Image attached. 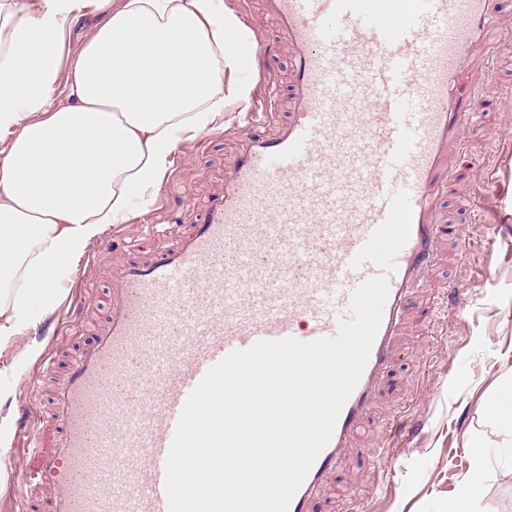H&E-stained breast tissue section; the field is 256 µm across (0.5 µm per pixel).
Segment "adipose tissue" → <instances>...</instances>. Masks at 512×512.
<instances>
[{"label":"adipose tissue","mask_w":512,"mask_h":512,"mask_svg":"<svg viewBox=\"0 0 512 512\" xmlns=\"http://www.w3.org/2000/svg\"><path fill=\"white\" fill-rule=\"evenodd\" d=\"M242 33L224 0H0L1 347L42 324L92 241L131 222V194L153 198L181 138L248 104L251 85L229 78Z\"/></svg>","instance_id":"1"}]
</instances>
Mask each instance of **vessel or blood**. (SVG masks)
I'll return each instance as SVG.
<instances>
[{
  "label": "vessel or blood",
  "instance_id": "vessel-or-blood-1",
  "mask_svg": "<svg viewBox=\"0 0 512 512\" xmlns=\"http://www.w3.org/2000/svg\"><path fill=\"white\" fill-rule=\"evenodd\" d=\"M500 0H259L262 22L237 53L279 52L290 94L265 82L224 169V190L159 256L113 262L103 325L58 390L56 449L28 481L54 512H168L166 460L188 396L207 370L260 340L331 337L352 292L382 275L351 262L405 190L407 243L369 360L289 512H313L364 434L444 226L448 155L474 109L459 77L505 35Z\"/></svg>",
  "mask_w": 512,
  "mask_h": 512
}]
</instances>
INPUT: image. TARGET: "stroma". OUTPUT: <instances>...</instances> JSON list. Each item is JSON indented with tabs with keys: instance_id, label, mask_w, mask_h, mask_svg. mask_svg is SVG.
Segmentation results:
<instances>
[{
	"instance_id": "obj_1",
	"label": "stroma",
	"mask_w": 512,
	"mask_h": 512,
	"mask_svg": "<svg viewBox=\"0 0 512 512\" xmlns=\"http://www.w3.org/2000/svg\"><path fill=\"white\" fill-rule=\"evenodd\" d=\"M491 76L463 72L462 97L486 115V124L463 137L454 151V197L476 202L474 212L449 211L457 244H446L418 293L440 317L410 327L391 369L376 417L419 421L424 437L397 454L365 434L338 483L355 490V512H512V442L489 412V401L512 379V39L488 49ZM249 127L238 104H224V126L208 133L206 145H179L174 164L150 203L133 198L134 218L107 232L112 245L90 244L77 273L59 287L53 313L37 330L0 348V411L12 419L8 470L0 478V512H52L50 494L21 483L35 454L22 439L31 419L43 451H53L60 425L49 404L73 357L90 342L93 321L105 311L97 303L111 263L154 256L190 224L191 206L222 188L224 163L238 134ZM37 355H28L30 346ZM480 489L462 497L464 481Z\"/></svg>"
}]
</instances>
